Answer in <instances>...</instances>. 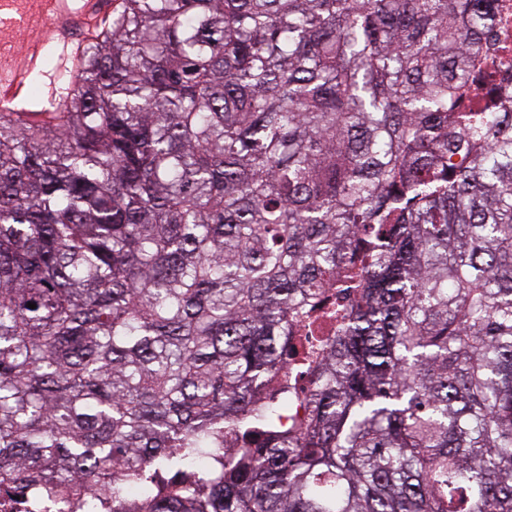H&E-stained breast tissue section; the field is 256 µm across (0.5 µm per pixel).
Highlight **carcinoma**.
<instances>
[{
  "instance_id": "1",
  "label": "carcinoma",
  "mask_w": 512,
  "mask_h": 512,
  "mask_svg": "<svg viewBox=\"0 0 512 512\" xmlns=\"http://www.w3.org/2000/svg\"><path fill=\"white\" fill-rule=\"evenodd\" d=\"M494 2L112 0L70 93L0 110V493L512 512V112L461 108ZM356 289L346 279L336 278L333 285L326 288L325 296L338 307L349 308ZM279 375L287 377L288 383L293 387L292 400L288 402V409L283 416L284 423L290 426L304 418L312 407L314 377L313 373L297 370L291 357H288V363L280 369Z\"/></svg>"
}]
</instances>
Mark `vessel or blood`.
I'll return each mask as SVG.
<instances>
[{"label": "vessel or blood", "mask_w": 512, "mask_h": 512, "mask_svg": "<svg viewBox=\"0 0 512 512\" xmlns=\"http://www.w3.org/2000/svg\"><path fill=\"white\" fill-rule=\"evenodd\" d=\"M28 21L36 27L55 23L54 35L63 45L92 38L112 11L110 0H86L83 8L70 10L67 0H20ZM39 43L18 52L0 42V102L16 100L24 86L30 67L38 57Z\"/></svg>", "instance_id": "vessel-or-blood-1"}]
</instances>
